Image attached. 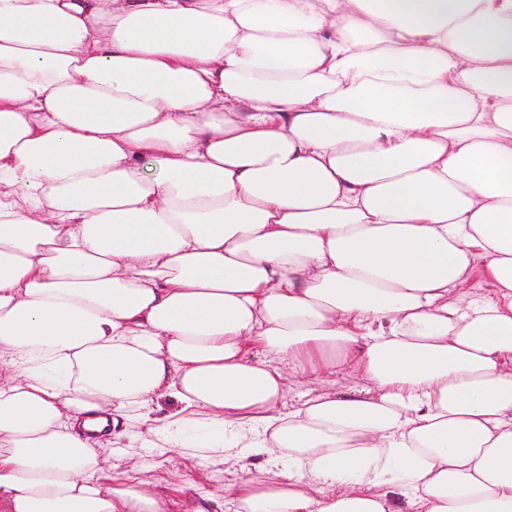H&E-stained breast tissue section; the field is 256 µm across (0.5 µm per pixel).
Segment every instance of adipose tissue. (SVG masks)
<instances>
[{"mask_svg":"<svg viewBox=\"0 0 512 512\" xmlns=\"http://www.w3.org/2000/svg\"><path fill=\"white\" fill-rule=\"evenodd\" d=\"M165 394L234 512H512V0H0V512H166ZM349 364L337 367L335 370L319 369L315 373L298 375L296 380L290 379L291 389L286 393L287 406L298 404V394L308 391L334 390L336 392H353L364 387L361 379L351 374ZM316 391L313 393L315 394ZM141 455L128 456L108 449L106 456L109 471L113 476L119 475L128 484L139 480L152 481V490L169 499L171 512H191L197 503L207 498H215L221 508L212 511L233 512L231 504H224V489L232 484H239L249 479H261L265 465V456L252 460L248 470L224 465L216 460H204L191 456L189 450L167 448L159 450H139ZM182 480H189L193 485L180 491Z\"/></svg>","mask_w":512,"mask_h":512,"instance_id":"ef3b65f1","label":"adipose tissue"}]
</instances>
